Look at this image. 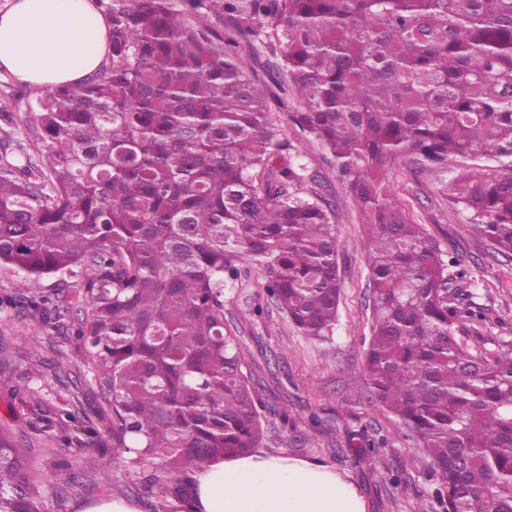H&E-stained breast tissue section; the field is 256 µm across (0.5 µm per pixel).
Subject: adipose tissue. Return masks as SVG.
<instances>
[{"label":"adipose tissue","mask_w":512,"mask_h":512,"mask_svg":"<svg viewBox=\"0 0 512 512\" xmlns=\"http://www.w3.org/2000/svg\"><path fill=\"white\" fill-rule=\"evenodd\" d=\"M93 0H6L0 5V69L41 87L77 84L110 49ZM192 512H365L357 488L314 460L256 453L198 472Z\"/></svg>","instance_id":"obj_1"}]
</instances>
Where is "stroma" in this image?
I'll return each instance as SVG.
<instances>
[{
  "instance_id": "stroma-1",
  "label": "stroma",
  "mask_w": 512,
  "mask_h": 512,
  "mask_svg": "<svg viewBox=\"0 0 512 512\" xmlns=\"http://www.w3.org/2000/svg\"><path fill=\"white\" fill-rule=\"evenodd\" d=\"M248 71L267 89L274 120L310 171L319 173L336 196V231L340 241L339 318L332 339L303 336L269 298L261 269L247 265L235 285L224 290V317L244 353L245 374L254 388L259 410L267 419L261 452L320 461L358 487L366 512H411L429 502L433 486L414 441L396 419L372 401L359 382L370 338L368 267L361 250L363 217L346 198L331 155L290 122L300 104L282 92L277 80L281 56L267 36L251 41L245 56ZM36 98L23 83L0 70V160L38 158L42 148ZM481 156L453 158L442 172L423 171L413 158H397L389 173L395 199L415 223L439 243L444 255L457 259L471 274V289L487 322L483 336H512V258L494 255L489 240L453 206L442 192L445 182L465 169L488 168ZM385 439L370 452L371 440ZM33 470L45 475L40 492L46 512H83L113 495L144 508L137 478L124 465L112 469L111 493L77 495L56 507L54 486L68 481V471L53 467L47 453L33 454Z\"/></svg>"
}]
</instances>
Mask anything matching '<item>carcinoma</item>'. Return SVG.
Here are the masks:
<instances>
[{
  "instance_id": "cac0c4a2",
  "label": "carcinoma",
  "mask_w": 512,
  "mask_h": 512,
  "mask_svg": "<svg viewBox=\"0 0 512 512\" xmlns=\"http://www.w3.org/2000/svg\"><path fill=\"white\" fill-rule=\"evenodd\" d=\"M111 0L112 66L77 86L34 88L39 164L0 166V268L33 288L0 299L74 342L19 357L15 433L0 427V512H44L28 450L88 471L54 491L112 487L134 469L150 512L190 505L194 475L259 446L258 410L224 286L262 267L273 303L301 334L332 335L340 280L336 202L288 143L264 90L231 47L265 28L283 45L278 77L293 114L335 162L365 216L371 336L362 378L416 440L441 512H512V336L474 350L484 309L454 280L435 239L392 199L410 155L494 163L448 180V201L512 258V0ZM224 21L225 40L191 15ZM79 278L73 313L66 276ZM54 280V287L43 282ZM51 369L58 402L33 386Z\"/></svg>"
}]
</instances>
